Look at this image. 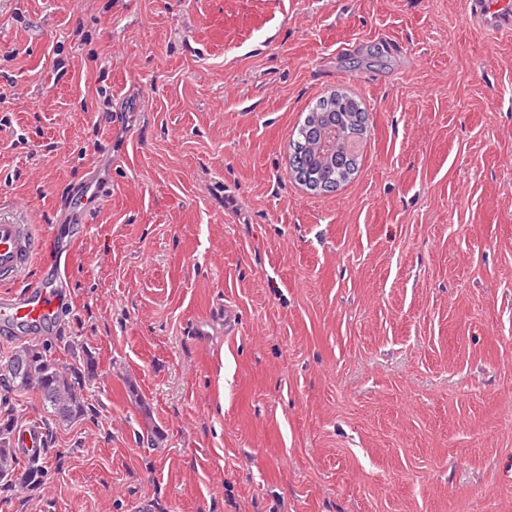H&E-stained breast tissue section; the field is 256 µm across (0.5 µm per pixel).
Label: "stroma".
<instances>
[{
  "label": "stroma",
  "mask_w": 512,
  "mask_h": 512,
  "mask_svg": "<svg viewBox=\"0 0 512 512\" xmlns=\"http://www.w3.org/2000/svg\"><path fill=\"white\" fill-rule=\"evenodd\" d=\"M338 89L372 126L317 194ZM0 220L96 364L68 424L0 385L47 430L0 512H512V40L465 0H0ZM367 118L361 103L345 92L321 97L292 136L289 175L312 192L333 191L347 182L358 168L354 142L366 132ZM335 131L329 150L334 157L320 154L322 143ZM298 158L297 162L296 159Z\"/></svg>",
  "instance_id": "35a3bbf8"
}]
</instances>
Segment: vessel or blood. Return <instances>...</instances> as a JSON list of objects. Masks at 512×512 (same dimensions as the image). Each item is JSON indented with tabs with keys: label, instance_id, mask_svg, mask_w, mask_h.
<instances>
[{
	"label": "vessel or blood",
	"instance_id": "1",
	"mask_svg": "<svg viewBox=\"0 0 512 512\" xmlns=\"http://www.w3.org/2000/svg\"><path fill=\"white\" fill-rule=\"evenodd\" d=\"M469 16L491 20L493 30L512 38V11L499 10L489 16L486 0H466ZM40 243L32 225L12 224L0 220V282L9 284L0 294V334L6 336L43 335L57 321L64 300L57 289L29 280V272ZM13 446L28 461L42 460L45 428L41 421L31 420L15 428Z\"/></svg>",
	"mask_w": 512,
	"mask_h": 512
}]
</instances>
